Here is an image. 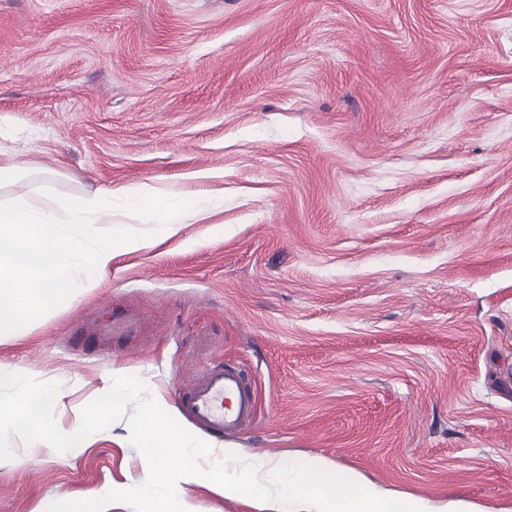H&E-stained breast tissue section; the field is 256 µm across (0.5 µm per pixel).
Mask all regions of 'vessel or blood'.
<instances>
[{"instance_id": "obj_1", "label": "vessel or blood", "mask_w": 512, "mask_h": 512, "mask_svg": "<svg viewBox=\"0 0 512 512\" xmlns=\"http://www.w3.org/2000/svg\"><path fill=\"white\" fill-rule=\"evenodd\" d=\"M182 413L211 435H234L257 414L256 394L244 370L221 362L204 366L198 381L179 397Z\"/></svg>"}]
</instances>
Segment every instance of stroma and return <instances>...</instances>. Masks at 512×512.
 <instances>
[{
	"instance_id": "1",
	"label": "stroma",
	"mask_w": 512,
	"mask_h": 512,
	"mask_svg": "<svg viewBox=\"0 0 512 512\" xmlns=\"http://www.w3.org/2000/svg\"><path fill=\"white\" fill-rule=\"evenodd\" d=\"M1 192L147 183L219 202L116 246L15 336L61 431L135 375L249 371L244 452L321 458L431 505L512 512V0H0ZM131 318L135 342L96 343ZM195 430V429H194ZM128 417L52 454L11 437L0 512L143 483Z\"/></svg>"
}]
</instances>
